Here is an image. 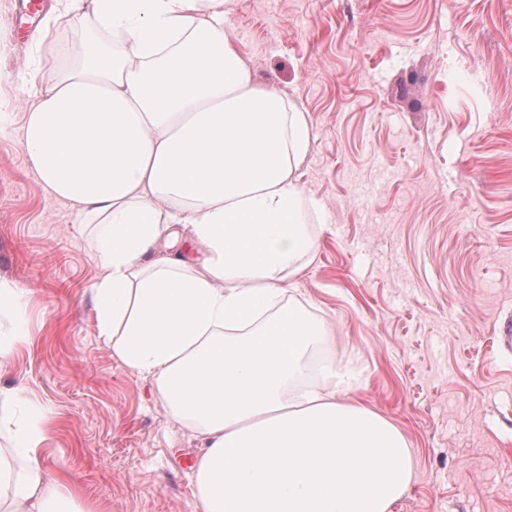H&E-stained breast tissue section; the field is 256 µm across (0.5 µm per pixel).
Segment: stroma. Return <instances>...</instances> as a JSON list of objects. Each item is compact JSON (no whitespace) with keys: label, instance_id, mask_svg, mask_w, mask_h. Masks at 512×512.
<instances>
[{"label":"stroma","instance_id":"1","mask_svg":"<svg viewBox=\"0 0 512 512\" xmlns=\"http://www.w3.org/2000/svg\"><path fill=\"white\" fill-rule=\"evenodd\" d=\"M0 0V113L78 56L84 24ZM255 79L312 127L301 183L325 216L297 279L332 325L352 393L407 438L393 512H512V0H229ZM90 228L45 197L19 131L0 136V281L27 340L0 365L51 428L48 465L92 512H193L200 451L149 379L98 335ZM25 302L23 292L0 282V317L10 316L14 320L22 319Z\"/></svg>","mask_w":512,"mask_h":512}]
</instances>
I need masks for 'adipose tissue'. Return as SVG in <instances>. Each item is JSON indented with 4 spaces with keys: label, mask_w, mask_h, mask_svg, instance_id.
<instances>
[{
    "label": "adipose tissue",
    "mask_w": 512,
    "mask_h": 512,
    "mask_svg": "<svg viewBox=\"0 0 512 512\" xmlns=\"http://www.w3.org/2000/svg\"><path fill=\"white\" fill-rule=\"evenodd\" d=\"M224 0H58L98 30L21 118L47 198L93 228L96 327L201 442L194 512H392L414 480L403 433L346 398L359 364L288 286L310 261L305 109L258 84ZM111 33L112 52L100 41ZM0 512H74L41 413L0 417Z\"/></svg>",
    "instance_id": "ef3b65f1"
}]
</instances>
